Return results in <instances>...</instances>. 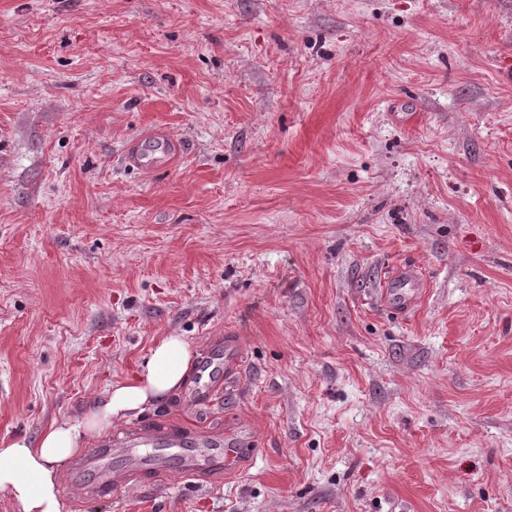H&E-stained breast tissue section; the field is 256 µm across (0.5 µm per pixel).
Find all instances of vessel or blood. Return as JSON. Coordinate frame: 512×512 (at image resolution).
Returning <instances> with one entry per match:
<instances>
[{"label":"vessel or blood","instance_id":"b4317fda","mask_svg":"<svg viewBox=\"0 0 512 512\" xmlns=\"http://www.w3.org/2000/svg\"><path fill=\"white\" fill-rule=\"evenodd\" d=\"M422 286L417 266L397 267L384 291L385 300L392 309H408ZM242 357L239 338L213 343L199 360L188 404L195 406L206 399L223 374L240 365ZM254 443L252 427L244 424L228 425L221 431L139 426L116 432L87 448L73 461L67 482L91 495L109 496L130 481L155 484L174 472L196 480L235 473L253 458Z\"/></svg>","mask_w":512,"mask_h":512}]
</instances>
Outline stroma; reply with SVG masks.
<instances>
[{"label": "stroma", "instance_id": "obj_1", "mask_svg": "<svg viewBox=\"0 0 512 512\" xmlns=\"http://www.w3.org/2000/svg\"><path fill=\"white\" fill-rule=\"evenodd\" d=\"M509 64L512 0H0V438L231 332L206 417L139 421L254 461L72 512H512ZM422 286L419 267L415 265L397 267L384 291L385 301L394 310H406L419 296Z\"/></svg>", "mask_w": 512, "mask_h": 512}]
</instances>
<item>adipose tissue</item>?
I'll return each mask as SVG.
<instances>
[{
  "mask_svg": "<svg viewBox=\"0 0 512 512\" xmlns=\"http://www.w3.org/2000/svg\"><path fill=\"white\" fill-rule=\"evenodd\" d=\"M193 346L186 337L158 339L131 377L112 383L79 419L53 422L36 439H0V493L16 512H70L60 473L82 448L117 422L155 409L188 380Z\"/></svg>",
  "mask_w": 512,
  "mask_h": 512,
  "instance_id": "obj_1",
  "label": "adipose tissue"
}]
</instances>
